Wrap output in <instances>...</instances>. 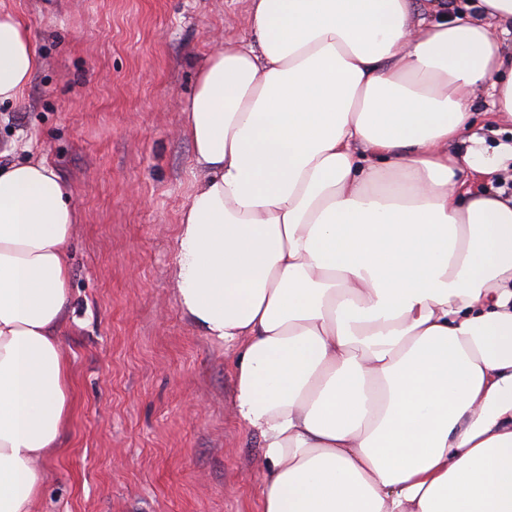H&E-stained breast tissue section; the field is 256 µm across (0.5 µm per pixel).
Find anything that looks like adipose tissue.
<instances>
[{"mask_svg":"<svg viewBox=\"0 0 512 512\" xmlns=\"http://www.w3.org/2000/svg\"><path fill=\"white\" fill-rule=\"evenodd\" d=\"M250 0L183 112L198 178L173 276L231 348L261 512H512V0ZM42 58L0 7V105ZM81 216L45 157L0 166V512H35L68 420ZM490 129L501 130L500 133H492ZM474 130L479 131L485 136L486 146L490 147V151L502 144L512 145L511 126H503L489 123L484 114L477 117V123Z\"/></svg>","mask_w":512,"mask_h":512,"instance_id":"obj_1","label":"adipose tissue"}]
</instances>
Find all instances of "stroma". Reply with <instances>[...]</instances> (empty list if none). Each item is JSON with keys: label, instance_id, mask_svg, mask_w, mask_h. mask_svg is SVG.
Masks as SVG:
<instances>
[{"label": "stroma", "instance_id": "stroma-1", "mask_svg": "<svg viewBox=\"0 0 512 512\" xmlns=\"http://www.w3.org/2000/svg\"><path fill=\"white\" fill-rule=\"evenodd\" d=\"M0 4L43 60L0 105V146L45 155L82 215L61 338L75 401L38 512H261L233 354L182 316L171 276L195 185L183 108L203 57L249 37L250 0Z\"/></svg>", "mask_w": 512, "mask_h": 512}]
</instances>
